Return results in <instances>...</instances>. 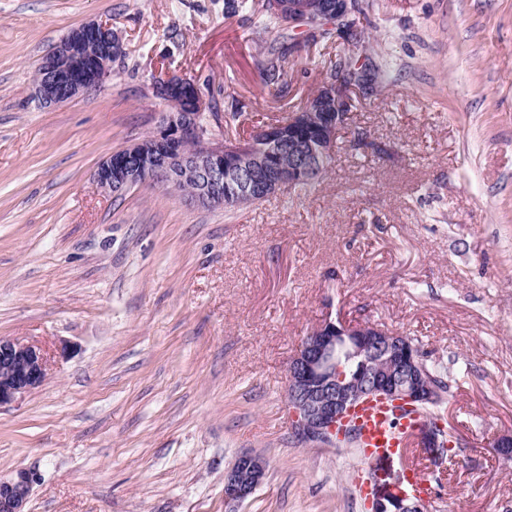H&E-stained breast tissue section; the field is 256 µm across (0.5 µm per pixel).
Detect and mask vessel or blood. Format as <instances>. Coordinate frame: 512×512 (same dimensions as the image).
Segmentation results:
<instances>
[{
	"label": "vessel or blood",
	"mask_w": 512,
	"mask_h": 512,
	"mask_svg": "<svg viewBox=\"0 0 512 512\" xmlns=\"http://www.w3.org/2000/svg\"><path fill=\"white\" fill-rule=\"evenodd\" d=\"M393 414L392 406L382 400L367 401L354 409L355 445L362 449L365 459L374 460L408 450L410 435L419 429V417L411 414L397 422Z\"/></svg>",
	"instance_id": "1"
}]
</instances>
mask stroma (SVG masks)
<instances>
[{"mask_svg": "<svg viewBox=\"0 0 512 512\" xmlns=\"http://www.w3.org/2000/svg\"><path fill=\"white\" fill-rule=\"evenodd\" d=\"M111 24L102 85L34 96L70 29ZM360 43L259 28L224 0H0V335L45 346L46 382L0 408V475L38 470L27 512H365L355 446H305L288 364L325 319L418 341L465 441L431 512H512V0H367ZM284 74L266 77L268 47ZM351 57L367 75L326 172L258 205L201 207L93 173L155 132L154 76L193 80L243 140L303 107ZM70 353H62V343ZM266 465L246 500L224 475ZM265 475L263 460L252 454H242L224 475V500L235 503L247 499L261 484Z\"/></svg>", "mask_w": 512, "mask_h": 512, "instance_id": "1", "label": "stroma"}]
</instances>
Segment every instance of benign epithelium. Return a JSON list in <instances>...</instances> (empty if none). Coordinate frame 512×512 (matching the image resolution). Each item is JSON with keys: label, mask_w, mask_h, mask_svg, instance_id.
Wrapping results in <instances>:
<instances>
[{"label": "benign epithelium", "mask_w": 512, "mask_h": 512, "mask_svg": "<svg viewBox=\"0 0 512 512\" xmlns=\"http://www.w3.org/2000/svg\"><path fill=\"white\" fill-rule=\"evenodd\" d=\"M290 31L318 33V28L348 26L359 15V0H265ZM121 50L112 25L88 21L71 29L42 59L35 94L44 106H54L98 86L112 73L114 55ZM357 85L348 75L336 77L312 96L288 121L265 125L245 141L217 139L204 116L209 103L193 81L171 77L153 86L167 105L158 130L113 152L96 169L94 178L106 192L121 194L147 180L176 189L190 181L189 200L197 205L222 206L243 198L264 200L282 187L311 181L332 155ZM345 350L361 359L351 378L336 364ZM46 351L33 343L0 336V408L24 399L42 386L48 375ZM288 401L297 440L308 445L336 441L339 424L355 402L379 399L409 407L436 402L440 390L406 337L378 324L326 319L305 336L288 365ZM414 442L429 449L430 460L442 463L444 448L436 431L424 428ZM263 460L242 454L224 475V500L242 502L261 484ZM393 473L376 475L372 512H428L426 499L410 494L392 481ZM40 474L19 469L0 476V512H25Z\"/></svg>", "instance_id": "1"}]
</instances>
